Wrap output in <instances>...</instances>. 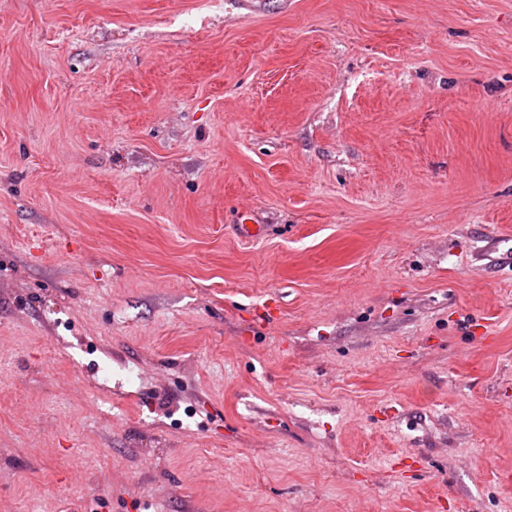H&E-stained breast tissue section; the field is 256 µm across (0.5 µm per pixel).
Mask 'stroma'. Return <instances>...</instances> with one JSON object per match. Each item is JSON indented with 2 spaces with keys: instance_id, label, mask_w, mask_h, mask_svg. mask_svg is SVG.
<instances>
[{
  "instance_id": "obj_1",
  "label": "stroma",
  "mask_w": 512,
  "mask_h": 512,
  "mask_svg": "<svg viewBox=\"0 0 512 512\" xmlns=\"http://www.w3.org/2000/svg\"><path fill=\"white\" fill-rule=\"evenodd\" d=\"M0 512H512V0H0Z\"/></svg>"
}]
</instances>
